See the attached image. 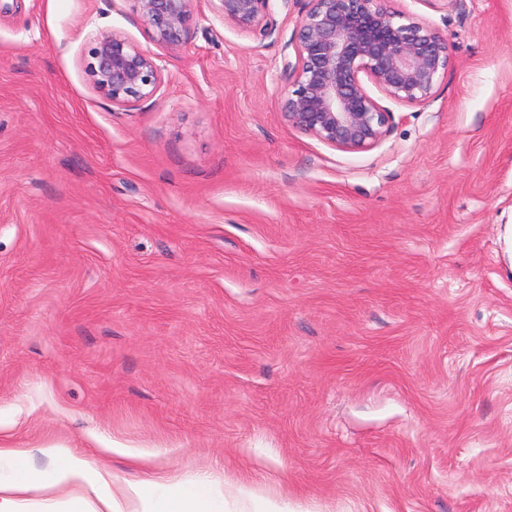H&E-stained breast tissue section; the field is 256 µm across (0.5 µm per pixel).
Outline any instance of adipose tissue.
Wrapping results in <instances>:
<instances>
[{"mask_svg": "<svg viewBox=\"0 0 512 512\" xmlns=\"http://www.w3.org/2000/svg\"><path fill=\"white\" fill-rule=\"evenodd\" d=\"M43 453L48 468L33 467L25 450L0 448V512H227L224 481L208 470L185 480L168 474L129 482L115 492L111 473L66 448L50 446ZM81 486L78 496L49 497L52 489Z\"/></svg>", "mask_w": 512, "mask_h": 512, "instance_id": "adipose-tissue-1", "label": "adipose tissue"}]
</instances>
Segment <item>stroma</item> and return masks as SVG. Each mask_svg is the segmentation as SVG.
<instances>
[{
    "label": "stroma",
    "mask_w": 512,
    "mask_h": 512,
    "mask_svg": "<svg viewBox=\"0 0 512 512\" xmlns=\"http://www.w3.org/2000/svg\"><path fill=\"white\" fill-rule=\"evenodd\" d=\"M446 40L420 105L344 152L281 112L276 38L209 0L156 92H97L125 0H0V441L136 478L223 475L235 512H512V0H388Z\"/></svg>",
    "instance_id": "1"
}]
</instances>
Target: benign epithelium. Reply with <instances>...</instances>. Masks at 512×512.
Here are the masks:
<instances>
[{
    "label": "benign epithelium",
    "instance_id": "obj_1",
    "mask_svg": "<svg viewBox=\"0 0 512 512\" xmlns=\"http://www.w3.org/2000/svg\"><path fill=\"white\" fill-rule=\"evenodd\" d=\"M125 2L156 46L175 51L186 45L197 0ZM210 2L217 16L243 32L276 34L275 0ZM386 2L307 0L281 61L288 79L281 112L288 124L339 150L368 151L385 139L394 113L369 94L364 80L406 105L434 95L450 63L447 42L425 22L397 21ZM85 71L97 92L125 106L155 93L162 57L119 33L102 31L88 42Z\"/></svg>",
    "mask_w": 512,
    "mask_h": 512
}]
</instances>
